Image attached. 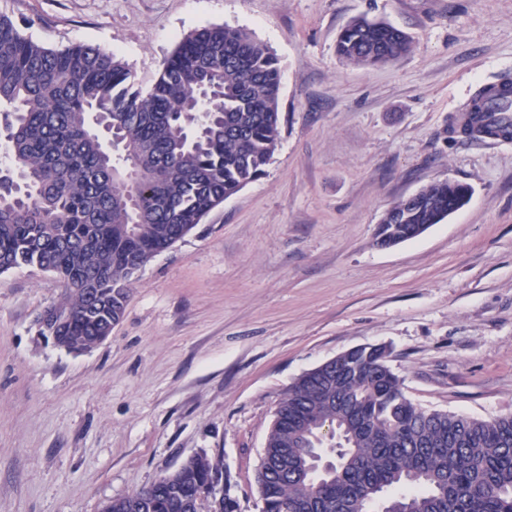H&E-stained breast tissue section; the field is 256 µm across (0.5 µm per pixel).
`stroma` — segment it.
<instances>
[{
    "label": "stroma",
    "instance_id": "35a3bbf8",
    "mask_svg": "<svg viewBox=\"0 0 512 512\" xmlns=\"http://www.w3.org/2000/svg\"><path fill=\"white\" fill-rule=\"evenodd\" d=\"M49 48L112 51L150 88L179 40L249 32L281 67L266 172L134 274L125 315L80 353L40 334L53 274H0V512H101L190 456H221L240 512L276 407L308 370L384 345L430 410L512 414V140L450 133L478 83L512 76V0H0ZM365 16L408 32L378 67L336 54ZM469 203L377 245L385 211L428 184Z\"/></svg>",
    "mask_w": 512,
    "mask_h": 512
}]
</instances>
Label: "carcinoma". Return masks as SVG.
Here are the masks:
<instances>
[{
	"label": "carcinoma",
	"mask_w": 512,
	"mask_h": 512,
	"mask_svg": "<svg viewBox=\"0 0 512 512\" xmlns=\"http://www.w3.org/2000/svg\"><path fill=\"white\" fill-rule=\"evenodd\" d=\"M411 48L381 20L353 18L336 41L342 59L387 64ZM281 69L242 29L212 25L185 35L144 91L111 52L48 48L0 15V273L30 266L56 275L67 315L57 330L71 352L92 348L108 319L123 318L134 272L245 184L259 178L280 136ZM134 173L132 201L124 172ZM448 181L392 205L378 235L406 241L438 224ZM389 350L360 346L301 375L278 403L260 464L263 512H512V414L478 419L427 410L406 397ZM332 430L330 468L314 453ZM224 482L201 507L200 490ZM221 458L192 457L173 477L104 504L102 512H239Z\"/></svg>",
	"instance_id": "carcinoma-1"
}]
</instances>
